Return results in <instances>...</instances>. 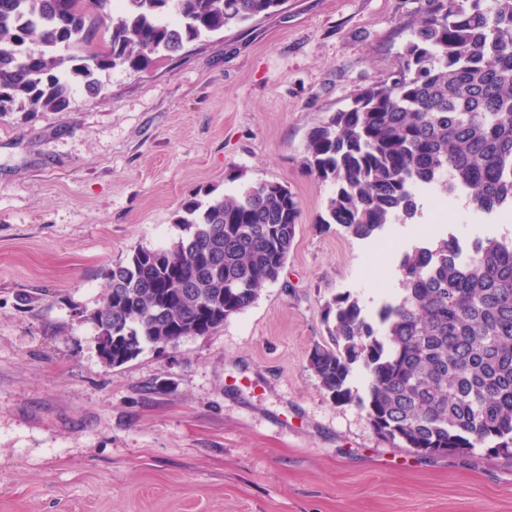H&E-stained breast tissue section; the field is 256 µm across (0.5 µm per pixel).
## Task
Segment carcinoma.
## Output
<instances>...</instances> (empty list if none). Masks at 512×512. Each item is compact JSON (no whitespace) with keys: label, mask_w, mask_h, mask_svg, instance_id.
I'll return each mask as SVG.
<instances>
[{"label":"carcinoma","mask_w":512,"mask_h":512,"mask_svg":"<svg viewBox=\"0 0 512 512\" xmlns=\"http://www.w3.org/2000/svg\"><path fill=\"white\" fill-rule=\"evenodd\" d=\"M0 0V115L69 105L97 73L147 72L157 58L277 10L283 0ZM93 40L100 48L88 55ZM303 165L330 182L319 224L376 241L413 219L416 196L465 194L512 209V0H425L399 68L308 136ZM300 217L278 182L185 201L168 247H139L108 272L93 312L101 361L207 336L282 272ZM402 293L374 315L349 293L324 305L329 342L308 367L337 403L366 410L402 448L512 455V240L441 235L404 252ZM355 364L363 394L349 387Z\"/></svg>","instance_id":"1"}]
</instances>
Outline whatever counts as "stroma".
<instances>
[{
  "label": "stroma",
  "mask_w": 512,
  "mask_h": 512,
  "mask_svg": "<svg viewBox=\"0 0 512 512\" xmlns=\"http://www.w3.org/2000/svg\"><path fill=\"white\" fill-rule=\"evenodd\" d=\"M421 4L285 0L64 110L0 116V512H512V458L398 447L307 363L326 301L399 294L421 225L512 238L459 195L420 194L380 244L315 222L332 187L308 135L398 67ZM263 181L301 205L279 279L210 335L105 366L90 315L112 265L176 240L194 193Z\"/></svg>",
  "instance_id": "obj_1"
}]
</instances>
